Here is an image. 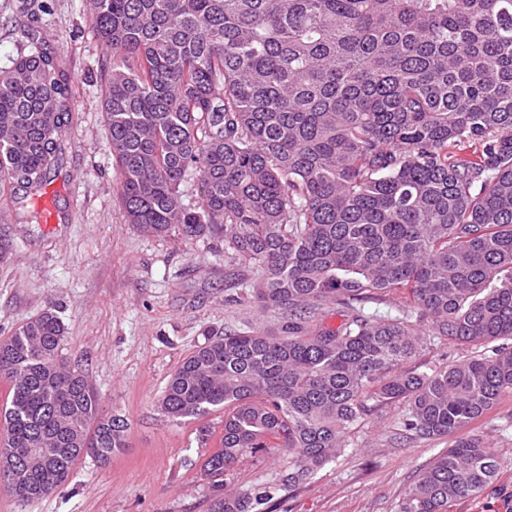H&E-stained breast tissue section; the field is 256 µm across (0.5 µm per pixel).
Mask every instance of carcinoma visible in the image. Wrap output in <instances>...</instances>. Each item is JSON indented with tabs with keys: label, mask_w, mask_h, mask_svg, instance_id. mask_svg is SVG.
<instances>
[{
	"label": "carcinoma",
	"mask_w": 512,
	"mask_h": 512,
	"mask_svg": "<svg viewBox=\"0 0 512 512\" xmlns=\"http://www.w3.org/2000/svg\"><path fill=\"white\" fill-rule=\"evenodd\" d=\"M105 49L101 109L127 223L153 237L224 239V285L280 331L226 334L192 352L160 400L172 421L224 411L203 465L209 512L246 452L288 450L295 488L371 411L403 403L409 435L446 439L400 512H448L500 470L463 433L512 395V0H84ZM61 59L0 70V193L41 189L69 123ZM482 146L459 155L465 142ZM194 183L198 201L181 186ZM395 294L401 314L357 304ZM333 305L344 321L318 325ZM51 306L0 340V479L25 503L74 466L128 447V423L61 359ZM474 349L407 368L426 337Z\"/></svg>",
	"instance_id": "obj_1"
}]
</instances>
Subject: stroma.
I'll return each mask as SVG.
<instances>
[{"mask_svg": "<svg viewBox=\"0 0 512 512\" xmlns=\"http://www.w3.org/2000/svg\"><path fill=\"white\" fill-rule=\"evenodd\" d=\"M36 18L18 0H0V70L33 51L28 25L45 31L44 52L66 61L70 123L58 163L40 192L0 200V339L51 306L65 325L62 354L96 391L103 413L129 423V446L102 464L86 458L53 494L23 504L0 489V512H209L213 493L201 466L220 446L224 413L169 421L159 410L171 374L218 336L276 331L279 312L260 311L246 286H224V242L156 238L124 220L118 169L101 112L99 61L82 0H37ZM54 205V222L28 224L29 211ZM403 406L374 409L350 444L303 486H282L288 453H246L224 473L228 494L269 493L264 512H399L417 474L448 445L407 438ZM468 433L497 442L500 472L479 495L449 512H512V396Z\"/></svg>", "mask_w": 512, "mask_h": 512, "instance_id": "1", "label": "stroma"}]
</instances>
